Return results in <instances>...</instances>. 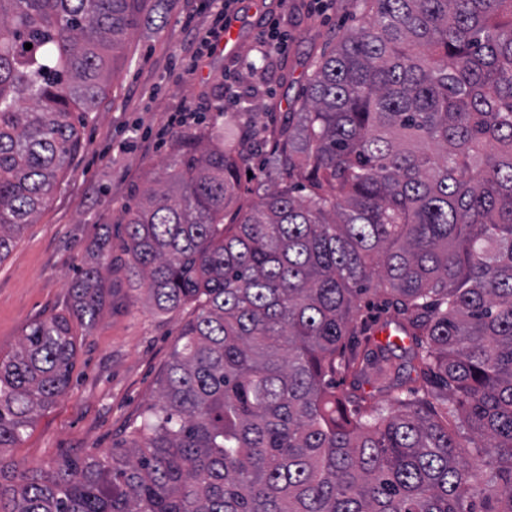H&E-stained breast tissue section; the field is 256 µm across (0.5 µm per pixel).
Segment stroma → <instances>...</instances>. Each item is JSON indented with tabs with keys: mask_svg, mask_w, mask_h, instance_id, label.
Listing matches in <instances>:
<instances>
[{
	"mask_svg": "<svg viewBox=\"0 0 512 512\" xmlns=\"http://www.w3.org/2000/svg\"><path fill=\"white\" fill-rule=\"evenodd\" d=\"M307 4L294 0L286 9L280 0H238L232 17L241 30L237 50L216 51L193 73L180 59L191 50L183 17L196 0H168L163 23L141 26L125 41L106 94L87 121L82 148L35 223L0 262V357L16 350L32 323L68 312L85 267L98 266L104 292L96 325L78 339L67 393L11 451L18 469L105 453L152 403L189 313L156 312L145 289L133 287L124 264L126 212L164 175L179 134L236 140L261 128L243 185L261 174L311 63L351 23L347 0H332L320 13ZM265 16L278 18L287 34V56L259 52ZM228 75L236 78L233 103L224 95ZM186 108L202 112L203 122L169 126L170 116ZM223 111L228 120L220 119Z\"/></svg>",
	"mask_w": 512,
	"mask_h": 512,
	"instance_id": "stroma-1",
	"label": "stroma"
}]
</instances>
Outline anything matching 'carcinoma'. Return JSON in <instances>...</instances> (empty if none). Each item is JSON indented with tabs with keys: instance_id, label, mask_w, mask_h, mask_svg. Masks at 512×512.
<instances>
[{
	"instance_id": "1",
	"label": "carcinoma",
	"mask_w": 512,
	"mask_h": 512,
	"mask_svg": "<svg viewBox=\"0 0 512 512\" xmlns=\"http://www.w3.org/2000/svg\"><path fill=\"white\" fill-rule=\"evenodd\" d=\"M150 1L0 0V262ZM360 1L281 124L276 187L239 198L260 131L184 138L128 212L129 279L191 316L127 438L9 455L69 387L97 267L0 358V512H512V0ZM383 285L378 328L355 300Z\"/></svg>"
}]
</instances>
